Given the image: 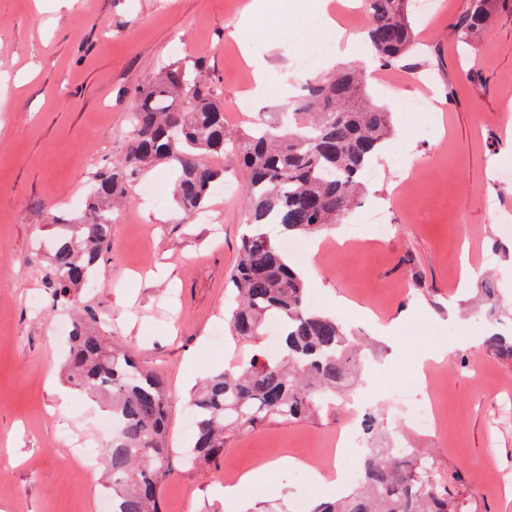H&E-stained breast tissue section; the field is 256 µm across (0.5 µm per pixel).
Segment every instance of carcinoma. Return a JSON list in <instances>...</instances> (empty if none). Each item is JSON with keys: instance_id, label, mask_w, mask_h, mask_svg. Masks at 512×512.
<instances>
[{"instance_id": "cac0c4a2", "label": "carcinoma", "mask_w": 512, "mask_h": 512, "mask_svg": "<svg viewBox=\"0 0 512 512\" xmlns=\"http://www.w3.org/2000/svg\"><path fill=\"white\" fill-rule=\"evenodd\" d=\"M374 59L393 65L416 49L409 0H362ZM512 14V0H467L453 24L457 41L476 38L499 14ZM217 89L181 63L164 67L138 92L125 161L90 177L83 214L52 216L51 262L43 277L52 300L76 315L68 355L69 382L79 391L110 399L119 433L104 456L112 512H161L160 490L170 474L166 443L168 394L162 381L127 351L100 336V317L81 298L95 267L108 255L112 207L126 197L136 175L164 164L173 171V200L186 217L208 206L211 186L224 169L208 155L232 151L250 213L240 259L229 276V322L242 338L279 325V355L262 352L210 376L190 393L195 441L191 463L224 454V437L257 427L268 418L297 420L329 403L347 379L352 344L336 318L309 307L305 285L286 262L272 224L286 236L311 235L342 219L362 187V174L392 136L390 112L368 100L358 73L343 68L317 79L277 125L262 119L230 132L218 111ZM486 346L512 361V335L496 333ZM311 512H469L412 448H394L385 459L366 457L353 494L316 504Z\"/></svg>"}]
</instances>
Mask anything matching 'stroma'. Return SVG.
I'll return each mask as SVG.
<instances>
[{
    "instance_id": "35a3bbf8",
    "label": "stroma",
    "mask_w": 512,
    "mask_h": 512,
    "mask_svg": "<svg viewBox=\"0 0 512 512\" xmlns=\"http://www.w3.org/2000/svg\"><path fill=\"white\" fill-rule=\"evenodd\" d=\"M249 0H0V512H93L75 486L71 440L98 439L99 403L67 383L59 325L68 319L41 283L50 261L49 213L85 208L89 177L121 163L131 137L136 89L164 66L204 65L224 100V121L245 128L277 120L307 74L299 60L325 28L317 9L293 12L287 29L266 18L288 55V71L271 70L253 96L252 62L267 40L243 27ZM431 25L412 14L421 47L386 68L361 44L348 62L362 67L373 102L393 126L357 208L308 242L318 275L307 282L310 306L343 321L360 345L362 369L328 405L300 420L270 418L228 435L224 455L201 465L181 454L192 442L191 388L224 365L266 349V339L228 335L227 277L239 258L248 213L243 198H209L210 222L186 219L170 199V173L157 166L114 213L110 257L99 286L82 297L100 313L112 342L159 372L170 396L167 433L171 475L161 489L163 512H296L298 503L328 499L309 479L330 465L327 450L348 423L347 400L373 391L383 422L367 450L416 449L440 475L457 480L472 512H512L496 472L512 473V362L483 344L494 324L512 325V15L474 42L451 28L466 0H445ZM431 80L422 98L420 80ZM414 162L409 197L396 196L390 153ZM380 208L391 230L376 237L360 210ZM359 224V223H358ZM468 252L472 287L460 293V254ZM500 291L492 315L472 302L485 279ZM37 296L31 308L28 296ZM392 325L383 336L379 326ZM224 332L223 347L212 344ZM455 344L432 367L429 393L440 428L396 420L389 394L396 381L418 386L413 352ZM402 379H395L393 369ZM296 468L241 488L237 499L215 495L227 469L250 471L280 454Z\"/></svg>"
}]
</instances>
